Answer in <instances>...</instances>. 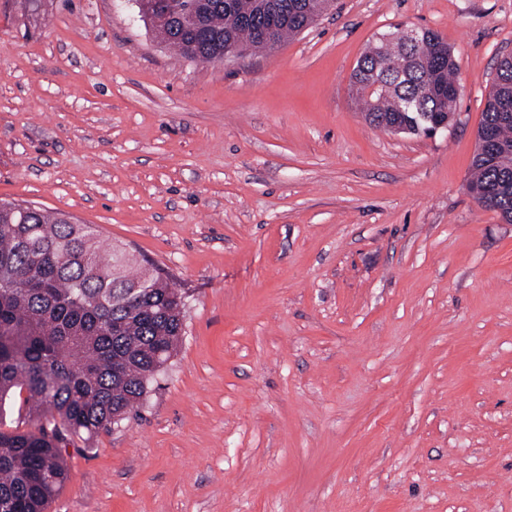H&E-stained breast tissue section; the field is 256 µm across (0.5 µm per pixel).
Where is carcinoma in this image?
<instances>
[{"label":"carcinoma","mask_w":512,"mask_h":512,"mask_svg":"<svg viewBox=\"0 0 512 512\" xmlns=\"http://www.w3.org/2000/svg\"><path fill=\"white\" fill-rule=\"evenodd\" d=\"M325 0H173L205 11V27L166 43L191 61L224 46L264 48L255 31L281 19L279 43L310 27ZM456 59L426 29L409 49L378 41L361 55L351 90L366 121L415 133L421 116L451 109L441 95L456 84ZM512 55L500 59L477 137L512 147ZM472 188L512 223V160L478 151ZM183 294L157 266L142 268L124 247L104 246L91 224L34 205L0 202V414L24 393L23 429L0 427V512H47L68 480L61 444L91 441L130 418L174 356L184 334Z\"/></svg>","instance_id":"obj_1"}]
</instances>
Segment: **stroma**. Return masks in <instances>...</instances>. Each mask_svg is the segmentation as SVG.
I'll return each instance as SVG.
<instances>
[{
    "instance_id": "1",
    "label": "stroma",
    "mask_w": 512,
    "mask_h": 512,
    "mask_svg": "<svg viewBox=\"0 0 512 512\" xmlns=\"http://www.w3.org/2000/svg\"><path fill=\"white\" fill-rule=\"evenodd\" d=\"M438 32L447 130L366 122L381 34ZM512 0H335L190 61L133 0H0V199L187 295L136 415L64 444L48 512H512V223L468 189Z\"/></svg>"
}]
</instances>
